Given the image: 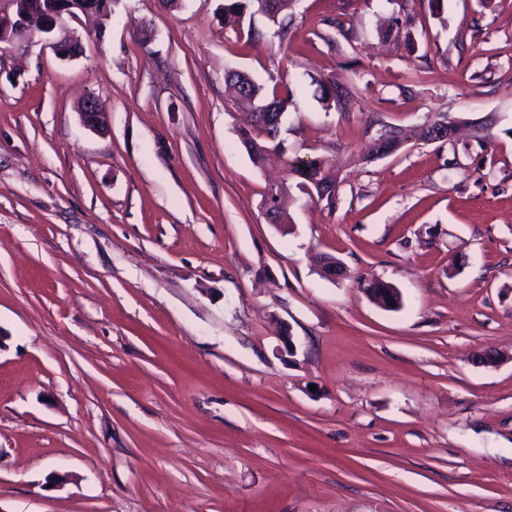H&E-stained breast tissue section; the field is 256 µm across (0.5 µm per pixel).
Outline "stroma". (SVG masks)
Masks as SVG:
<instances>
[{"instance_id":"obj_1","label":"stroma","mask_w":512,"mask_h":512,"mask_svg":"<svg viewBox=\"0 0 512 512\" xmlns=\"http://www.w3.org/2000/svg\"><path fill=\"white\" fill-rule=\"evenodd\" d=\"M223 5L114 0L73 60L0 47V512H512V0H297L284 42ZM229 70L287 84L288 155L336 161L289 230ZM320 90L319 100L327 109L337 107L343 109L353 97V84H340L336 80L326 82L317 81Z\"/></svg>"}]
</instances>
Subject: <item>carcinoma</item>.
I'll return each mask as SVG.
<instances>
[{"label": "carcinoma", "instance_id": "obj_1", "mask_svg": "<svg viewBox=\"0 0 512 512\" xmlns=\"http://www.w3.org/2000/svg\"><path fill=\"white\" fill-rule=\"evenodd\" d=\"M295 0H224V30L237 32L245 14L252 6L262 12L273 26L276 27L274 35L284 42L288 40L291 25L294 21L292 6ZM225 83L234 92L233 106L240 111L241 123L238 125V134L245 147L250 160L256 166H261L267 154L277 152L285 156L284 167L286 181L278 188L270 190L265 196L263 206L274 211L281 224L291 223V217L278 207V202L284 191L288 189V182L295 183L301 192L309 193L315 181H337L336 161L333 159L315 158L304 160L298 157L286 156L283 140L278 138L280 124H269L260 116V112L268 110L272 115L283 118L288 109L295 105L293 93L290 89H280L273 85L267 90L251 78L237 72H228L224 77ZM352 84H340L336 81L319 83V100L330 109L345 108L353 97ZM308 170L301 169V166Z\"/></svg>", "mask_w": 512, "mask_h": 512}]
</instances>
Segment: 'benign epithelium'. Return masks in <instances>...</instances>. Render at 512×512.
Returning a JSON list of instances; mask_svg holds the SVG:
<instances>
[{
  "label": "benign epithelium",
  "instance_id": "benign-epithelium-1",
  "mask_svg": "<svg viewBox=\"0 0 512 512\" xmlns=\"http://www.w3.org/2000/svg\"><path fill=\"white\" fill-rule=\"evenodd\" d=\"M14 9L0 7V44L6 48L22 47L34 35L45 37L46 44L62 60L82 53L81 42L69 35L56 36L64 21L79 15H94L102 21L112 16V0H38L31 6L27 0H7ZM83 123L91 129L104 128L105 114L96 100L88 97L80 110Z\"/></svg>",
  "mask_w": 512,
  "mask_h": 512
}]
</instances>
